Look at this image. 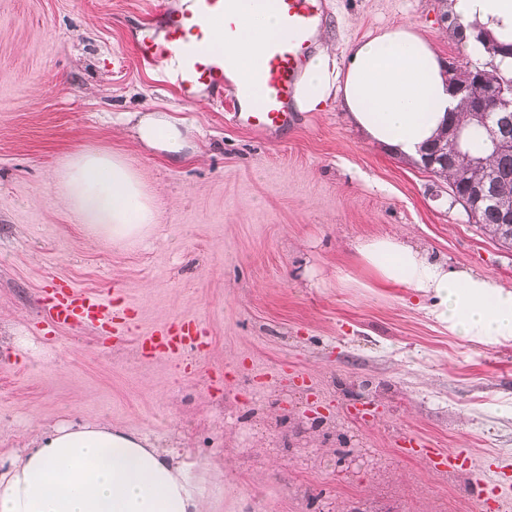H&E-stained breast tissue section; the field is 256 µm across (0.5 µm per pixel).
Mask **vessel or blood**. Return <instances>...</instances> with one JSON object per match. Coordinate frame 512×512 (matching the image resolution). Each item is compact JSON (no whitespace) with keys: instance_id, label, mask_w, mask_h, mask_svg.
<instances>
[{"instance_id":"1","label":"vessel or blood","mask_w":512,"mask_h":512,"mask_svg":"<svg viewBox=\"0 0 512 512\" xmlns=\"http://www.w3.org/2000/svg\"><path fill=\"white\" fill-rule=\"evenodd\" d=\"M269 8L277 15L282 35L266 44L257 71L234 81L233 58L211 44L218 37L233 39L238 16ZM325 18V0H187L181 8L171 0H152L132 44L142 65L167 66V82L184 103L193 104L203 95L216 102L231 98L232 124L267 135L284 131L295 121L292 103ZM228 85L233 88L229 94L224 91ZM121 291V286H114L107 297L59 283L44 317L55 327L94 326L106 335L123 334L149 357L165 355L183 362L190 350L204 347V332L192 317L139 331L130 308L116 304ZM401 447L437 472L455 474L463 465L460 452L429 448L413 437L405 438Z\"/></svg>"}]
</instances>
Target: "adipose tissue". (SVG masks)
<instances>
[{"mask_svg":"<svg viewBox=\"0 0 512 512\" xmlns=\"http://www.w3.org/2000/svg\"><path fill=\"white\" fill-rule=\"evenodd\" d=\"M465 26L512 41V0H450ZM273 15L242 16L236 39L225 44L237 77L263 62L268 39L278 36ZM337 102L374 142L417 159L442 130L459 101L446 87L432 43L412 25L379 30L357 41L343 62L320 50L308 63L296 104L318 112ZM139 142L171 157L190 146L187 129L161 112L139 115ZM59 196L82 219L90 242L132 246L158 227L153 197L119 154L83 150L60 170ZM361 261L379 281L430 299L431 315L450 334L475 342L512 341V291L488 275L448 268L393 238L359 243ZM224 482L209 466L160 449L148 434L111 422L37 427L27 448L0 472V512H210Z\"/></svg>","mask_w":512,"mask_h":512,"instance_id":"adipose-tissue-1","label":"adipose tissue"}]
</instances>
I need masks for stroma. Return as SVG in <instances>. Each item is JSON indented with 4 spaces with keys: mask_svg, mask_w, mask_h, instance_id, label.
<instances>
[{
    "mask_svg": "<svg viewBox=\"0 0 512 512\" xmlns=\"http://www.w3.org/2000/svg\"><path fill=\"white\" fill-rule=\"evenodd\" d=\"M145 0H0V459L35 423H113L224 471L212 512H500L512 486V344L477 343L403 286L379 287L358 242L400 239L512 291V247L445 181L366 138L336 106L275 136L183 103L130 48ZM317 48L344 60L412 23L464 61L449 0H327ZM127 112L192 130L181 158L143 148ZM121 153L155 193L159 230L89 244L62 207L68 155ZM121 283L142 326L185 315L210 345L184 369L89 327L44 322L53 283ZM468 450L430 470L403 437Z\"/></svg>",
    "mask_w": 512,
    "mask_h": 512,
    "instance_id": "obj_1",
    "label": "stroma"
}]
</instances>
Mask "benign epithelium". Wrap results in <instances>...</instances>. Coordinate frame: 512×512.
Segmentation results:
<instances>
[{
  "label": "benign epithelium",
  "instance_id": "1",
  "mask_svg": "<svg viewBox=\"0 0 512 512\" xmlns=\"http://www.w3.org/2000/svg\"><path fill=\"white\" fill-rule=\"evenodd\" d=\"M445 71L449 92L467 103L471 121L486 130L495 152L511 150V144L499 140L496 126L512 123V83H487L485 68L467 72L461 66L450 64L445 67ZM462 157L466 158L467 167L471 169L484 165L483 158L464 155L460 127L450 124L446 132L429 148L422 166L427 170L437 165L447 169L456 166ZM453 195L471 214L473 208L486 199L487 190L481 185L464 181L453 186Z\"/></svg>",
  "mask_w": 512,
  "mask_h": 512
}]
</instances>
